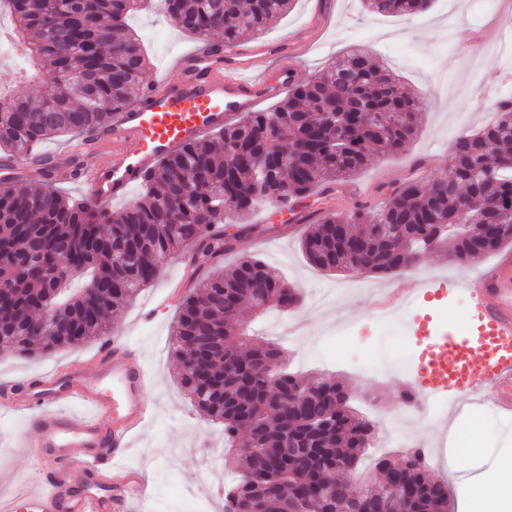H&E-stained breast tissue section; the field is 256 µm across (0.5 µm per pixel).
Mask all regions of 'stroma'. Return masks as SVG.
Returning <instances> with one entry per match:
<instances>
[{"label":"stroma","mask_w":512,"mask_h":512,"mask_svg":"<svg viewBox=\"0 0 512 512\" xmlns=\"http://www.w3.org/2000/svg\"><path fill=\"white\" fill-rule=\"evenodd\" d=\"M512 16V0H432L429 10L410 17L381 16L368 12L363 0H295L288 14L271 21L264 40L288 39L308 46V61L298 74L306 80L321 72L337 54L350 46H363L367 53L399 73L408 88L420 98L423 108L417 135L395 154L375 158L351 181L337 185L335 192L312 201L315 211L345 212L354 204L380 205L392 187L416 178L421 181L446 173L453 141L461 134L494 120L492 94H466L461 82L466 67L481 47L480 36L497 30L503 16ZM128 31L140 42L146 58L144 82L166 74L169 61L192 49L195 38L181 32L164 14L157 0H141L127 20ZM249 233L236 238L234 249L224 257V266L236 259L256 255L281 271L304 303L297 313L270 310L253 319L255 334L279 342L287 367L300 377L322 374L349 384L353 406L362 415L380 419V448L390 451L391 433L410 434L421 447L433 449L428 464L435 476L448 481L454 494V512H463V488L467 475L450 470L438 452L436 418L414 424L407 415L402 395L406 378L385 379L362 373L366 360L389 364L397 352L393 339L375 321L373 302L383 289L396 286L412 295L405 317H412L420 304L415 297L423 284H465L491 266L495 255L465 265L449 262L446 252L428 256L412 270L396 276H368V286L351 288V276L331 275L309 265L298 242L305 220L276 203L259 205L249 216ZM163 277L136 299L108 314L110 331L123 334L139 349L155 382L146 397L155 413L137 434L132 449L120 460L122 466L141 471L147 478L152 512H224V499L215 490L224 486L227 472L212 467L210 449L224 445V427L204 421L180 389L170 364V329L176 305L147 315L144 306L164 293L167 279L180 280L183 290H201L204 275H192L188 266L162 265ZM333 291L330 306L318 303L319 289ZM304 322L302 332L281 335L277 325L294 317ZM97 346L88 341L71 348L25 356L0 349V381H19L35 376L53 364L73 361ZM31 428L25 418L10 417L0 433V496L28 488L40 480L38 462L27 456L21 443ZM481 439L491 450L485 468L512 459V418L488 411L481 423Z\"/></svg>","instance_id":"1"}]
</instances>
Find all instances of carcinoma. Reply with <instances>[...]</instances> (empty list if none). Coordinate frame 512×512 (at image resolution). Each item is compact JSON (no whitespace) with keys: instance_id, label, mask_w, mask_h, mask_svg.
Returning <instances> with one entry per match:
<instances>
[{"instance_id":"cac0c4a2","label":"carcinoma","mask_w":512,"mask_h":512,"mask_svg":"<svg viewBox=\"0 0 512 512\" xmlns=\"http://www.w3.org/2000/svg\"><path fill=\"white\" fill-rule=\"evenodd\" d=\"M11 28L27 45L30 76L52 82L45 96L13 95L0 103V163L33 153L58 134L84 135L107 126L142 90L145 60L125 18L139 0H88L73 16L68 0H11ZM182 31L233 43L262 34L292 0H164ZM377 14L409 16L431 0H363ZM421 101L362 51L291 86L272 111L250 112L163 157L143 193L120 211L75 201L50 185L0 180V282L13 305L0 316V346L53 351L107 335L105 316L159 277L156 260L179 256L207 271L204 291L183 296L171 330L170 356L197 411L224 424L234 452L225 461L235 482L224 512H364L388 505L389 478L362 485L360 500L334 474L356 471L370 458L377 423L350 407L351 391L332 377L308 381L282 369L281 350L260 343L237 321L251 309L295 306L298 294L273 267L249 255L217 268L259 205L250 198L265 182L298 204L329 194L377 155L400 151L416 132ZM499 118L453 142L450 175L392 188L381 206L357 205L308 224L305 259L326 272L389 277L448 251L466 263L512 243V99ZM223 224L235 226L228 235ZM31 258L20 272L10 250ZM75 279L83 288L70 294ZM233 340L236 375H224L226 340ZM394 469L405 491L400 512H448L451 489L434 478L421 452Z\"/></svg>"}]
</instances>
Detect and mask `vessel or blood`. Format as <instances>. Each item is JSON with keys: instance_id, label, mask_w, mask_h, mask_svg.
Masks as SVG:
<instances>
[{"instance_id": "b4317fda", "label": "vessel or blood", "mask_w": 512, "mask_h": 512, "mask_svg": "<svg viewBox=\"0 0 512 512\" xmlns=\"http://www.w3.org/2000/svg\"><path fill=\"white\" fill-rule=\"evenodd\" d=\"M306 53V46L285 40L247 47L204 42L175 57L179 79H154L85 147L82 188L102 204L127 197L162 157L292 84L290 61ZM272 59L282 62L275 83L266 72ZM105 145L112 148L108 166L97 156ZM465 290L469 312L430 338L405 395L419 402L463 397L512 415V252ZM85 363L99 366L97 383H88L80 366L61 363L0 389L1 414L29 415L33 434L24 449L44 471L40 482L1 500L0 512H130L132 503L144 502L140 472L116 462L153 413L144 397L151 374L119 336Z\"/></svg>"}]
</instances>
